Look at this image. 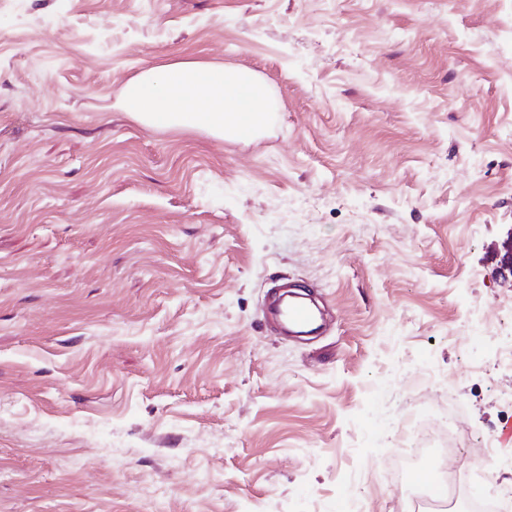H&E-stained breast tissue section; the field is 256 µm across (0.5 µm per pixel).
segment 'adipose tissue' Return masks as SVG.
<instances>
[{
  "instance_id": "adipose-tissue-1",
  "label": "adipose tissue",
  "mask_w": 512,
  "mask_h": 512,
  "mask_svg": "<svg viewBox=\"0 0 512 512\" xmlns=\"http://www.w3.org/2000/svg\"><path fill=\"white\" fill-rule=\"evenodd\" d=\"M118 106L154 129H203L237 139L244 127L258 132L266 125L269 93L254 71L181 61L149 68L129 81Z\"/></svg>"
}]
</instances>
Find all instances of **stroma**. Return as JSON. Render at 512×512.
I'll return each instance as SVG.
<instances>
[{
    "mask_svg": "<svg viewBox=\"0 0 512 512\" xmlns=\"http://www.w3.org/2000/svg\"><path fill=\"white\" fill-rule=\"evenodd\" d=\"M188 60L265 79L258 138L117 109ZM511 246L512 0H0V512H426L407 413L494 493ZM399 429L403 435L402 446L410 448L403 451L402 455L392 460V473L396 480L406 483L421 466V456L425 448L432 447L436 442L430 426L421 422L415 416H405L399 423ZM441 443V442H440ZM446 448V444L441 443Z\"/></svg>",
    "mask_w": 512,
    "mask_h": 512,
    "instance_id": "obj_1",
    "label": "stroma"
}]
</instances>
